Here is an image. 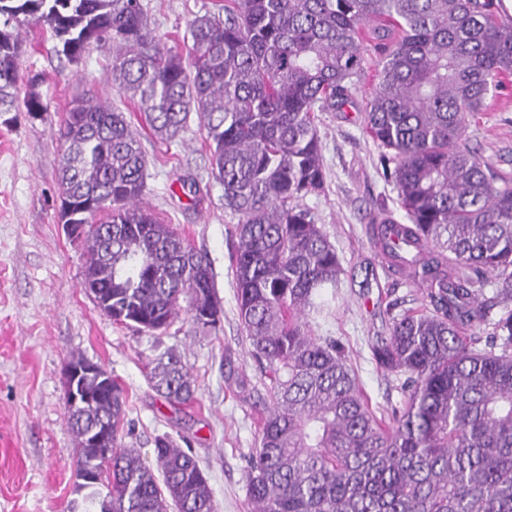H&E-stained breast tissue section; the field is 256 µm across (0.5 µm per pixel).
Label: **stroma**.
<instances>
[{
    "label": "stroma",
    "mask_w": 512,
    "mask_h": 512,
    "mask_svg": "<svg viewBox=\"0 0 512 512\" xmlns=\"http://www.w3.org/2000/svg\"><path fill=\"white\" fill-rule=\"evenodd\" d=\"M217 0H142L156 38L188 53L189 27L215 12ZM22 47L20 73H43L45 112H0V512H69L79 500L76 447L67 423L63 369L73 356L100 364L126 396V446L152 457L154 439L187 440L206 473L217 512H249L245 472L259 445L254 403L261 372L237 315L230 265L239 217L224 206V188L211 174L206 133L189 116L180 137L163 143L142 132L148 160L144 199L211 263L224 317L218 332L179 315L150 335L113 323L82 286L83 251L60 222L61 186L56 133L72 100L83 93L108 97L133 128L140 116L112 87L111 61L92 47L69 63L38 28ZM326 170L323 193L306 198L335 244L345 274L334 313L310 321L313 335L341 340L373 409L401 400L400 382L383 375L370 348L388 336L390 312L421 305L422 285L389 271L368 227L378 211L397 223L405 217L393 184L383 176L376 144L364 133L359 111L319 115ZM471 148L512 177V86L501 101L471 119ZM197 185L199 193L188 190ZM173 351L196 387L194 403L174 407L148 383L154 358Z\"/></svg>",
    "instance_id": "35a3bbf8"
}]
</instances>
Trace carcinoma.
Segmentation results:
<instances>
[{"mask_svg": "<svg viewBox=\"0 0 512 512\" xmlns=\"http://www.w3.org/2000/svg\"><path fill=\"white\" fill-rule=\"evenodd\" d=\"M492 0H224L191 24L190 63L156 41L142 0H0V112L37 118L45 76L19 97V28L44 23L78 62L112 55V84L170 143L197 114L239 216L232 242L237 312L268 383L259 449L246 472L252 512H512V179L465 142L476 113L512 76V20ZM378 45L364 129L407 223L370 225L388 268L427 285L422 309L392 317L371 348L402 379L376 414L345 345L319 341L341 283L336 246L301 201L323 191L315 113L354 104L365 32ZM66 224H84L83 286L116 323L167 328L181 301L217 330L224 308L205 255L143 204L140 134L109 99L76 97L59 132ZM493 296L485 297L488 277ZM485 337L471 336L475 328ZM485 340V347L475 343ZM149 382L166 402L195 400L172 351ZM66 402L75 476L97 512H216L190 450L155 439V465L122 445L126 398L99 366Z\"/></svg>", "mask_w": 512, "mask_h": 512, "instance_id": "carcinoma-1", "label": "carcinoma"}]
</instances>
